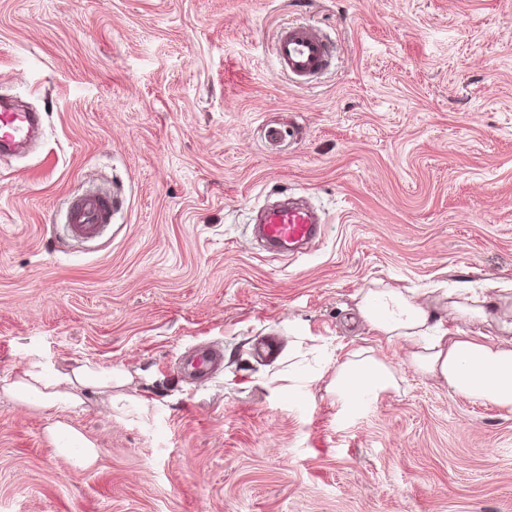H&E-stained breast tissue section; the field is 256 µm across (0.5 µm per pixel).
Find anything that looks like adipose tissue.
<instances>
[{"label":"adipose tissue","mask_w":512,"mask_h":512,"mask_svg":"<svg viewBox=\"0 0 512 512\" xmlns=\"http://www.w3.org/2000/svg\"><path fill=\"white\" fill-rule=\"evenodd\" d=\"M512 282L488 280L434 291L403 292L389 286L367 289L358 311L370 329L387 341L401 342L408 363L421 376L447 385L450 393L512 411ZM495 324L496 335L478 332ZM123 372L88 359L60 369L39 353L27 355L16 372L0 377V396L29 409L75 412L90 396L107 406L123 402L147 411L148 398L119 394ZM331 386L344 408L396 389L393 370L372 349L350 352L336 365ZM47 434L57 455L76 469L97 458L93 442L58 421Z\"/></svg>","instance_id":"obj_1"}]
</instances>
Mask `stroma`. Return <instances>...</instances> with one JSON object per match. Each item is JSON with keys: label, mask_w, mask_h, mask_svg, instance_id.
<instances>
[{"label": "stroma", "mask_w": 512, "mask_h": 512, "mask_svg": "<svg viewBox=\"0 0 512 512\" xmlns=\"http://www.w3.org/2000/svg\"><path fill=\"white\" fill-rule=\"evenodd\" d=\"M294 21L338 45L313 88L275 71ZM0 94L44 127L0 159V377L35 349L152 401L0 398V512H512V413L357 311L376 282L512 279V0H0ZM92 187L111 229L55 244ZM286 195L325 225L273 256L252 228ZM208 342L222 369L187 377ZM360 347L399 387L348 412L328 384ZM59 420L93 466L57 457ZM47 434L57 455L71 467L86 469L95 462L94 443L69 424L57 421L47 429Z\"/></svg>", "instance_id": "35a3bbf8"}]
</instances>
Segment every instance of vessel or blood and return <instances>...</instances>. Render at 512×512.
Segmentation results:
<instances>
[{
	"label": "vessel or blood",
	"instance_id": "b4317fda",
	"mask_svg": "<svg viewBox=\"0 0 512 512\" xmlns=\"http://www.w3.org/2000/svg\"><path fill=\"white\" fill-rule=\"evenodd\" d=\"M336 46L315 25L300 22L279 27L274 37V54L278 69L293 82L312 85L332 65ZM42 124L37 112L17 111L7 99L0 98V155L32 141ZM120 200L91 188L72 198L64 214V232L68 238L93 240L110 226ZM321 224L313 212L297 207H269L262 213L258 233L270 253H287L290 247L315 238ZM220 358L218 348L196 351L184 362L187 374L206 376Z\"/></svg>",
	"mask_w": 512,
	"mask_h": 512
}]
</instances>
